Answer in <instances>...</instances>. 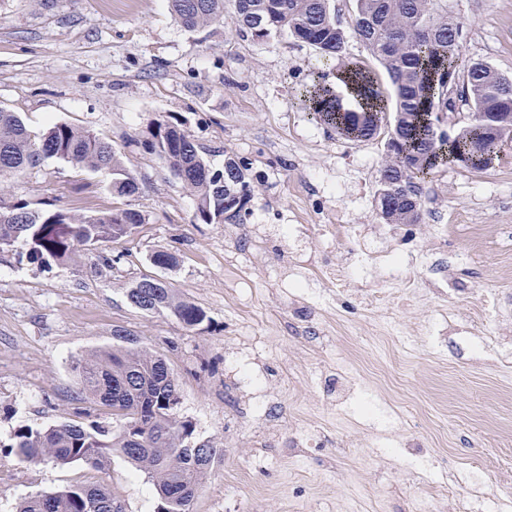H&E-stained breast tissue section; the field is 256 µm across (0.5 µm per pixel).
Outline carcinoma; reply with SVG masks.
Wrapping results in <instances>:
<instances>
[{
	"label": "carcinoma",
	"instance_id": "cac0c4a2",
	"mask_svg": "<svg viewBox=\"0 0 512 512\" xmlns=\"http://www.w3.org/2000/svg\"><path fill=\"white\" fill-rule=\"evenodd\" d=\"M175 19L196 30L224 16V0H170ZM353 34L387 72L396 108L386 118L371 75L359 68L343 71L342 82L360 105L344 109L324 81L315 80L303 97L315 118L350 142L387 140L380 179L395 190L388 224L421 223L415 203L419 186L448 163L476 170L491 166L503 137L512 136V79L483 61L461 60L463 22L444 13L432 15L433 0H352ZM241 31L264 39L288 33L325 56H341L346 31L336 22L331 0H234ZM455 82L448 83V77ZM471 109L470 122L448 133L450 95ZM148 150L196 198V218L205 224H241L251 194L248 167L233 159L229 173L217 177L199 154L191 136L172 122H156ZM47 158L64 160L90 171L106 170L112 191L120 196L138 190V182L112 144L91 130L66 123L48 127L39 137L14 112L0 109V252L39 267L66 264L77 249L132 234L141 215L128 209L105 214H73L60 208L33 209L13 198L5 180ZM127 297L137 309L167 314L192 329L205 311L181 298L174 288L143 293L130 287ZM80 389L93 405L112 409V424L84 425L68 420L47 427H19L9 445L20 461L40 465H86L103 469L117 458L143 474L154 486L153 512H193L194 501L222 448L192 444L190 420L180 414L179 380L166 359L141 340L115 333L112 347L76 364ZM17 512H126L124 500L101 484L73 485L41 492L22 501Z\"/></svg>",
	"mask_w": 512,
	"mask_h": 512
}]
</instances>
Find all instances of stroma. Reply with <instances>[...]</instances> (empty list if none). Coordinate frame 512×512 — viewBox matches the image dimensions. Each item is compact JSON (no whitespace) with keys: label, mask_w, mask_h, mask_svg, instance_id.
Wrapping results in <instances>:
<instances>
[{"label":"stroma","mask_w":512,"mask_h":512,"mask_svg":"<svg viewBox=\"0 0 512 512\" xmlns=\"http://www.w3.org/2000/svg\"><path fill=\"white\" fill-rule=\"evenodd\" d=\"M333 7L349 32L338 58L286 34L240 32L233 0H224L219 22L195 31L175 20L168 0H0V108L35 135L55 123L101 134L139 182L135 194L120 197L107 172L49 158L10 178L11 195L76 214L130 209L142 219L131 236L80 250L67 265L41 270L0 253L1 445L21 426L73 418L82 405L75 361L111 347L123 330L177 373L193 442L224 451L195 512H288L292 500L309 512H336L344 501L354 512H410L424 472L447 477L444 509L458 512L470 470L483 474L486 496L512 501V307L502 308L486 347L473 313L479 301L512 292V141L489 169L437 170L421 186V223H385L375 202L384 139L348 142L300 97L314 77L337 89L342 71L357 67L372 73L386 109L395 108L387 73L350 32L352 0ZM433 10L464 22L463 61L483 60L512 78V0H434ZM159 119L188 132L213 169L230 157L247 163L246 222L261 228V243L243 249L223 225L196 220L193 196L144 146ZM339 219L357 226L363 247L382 236L406 253L466 256L446 280L455 319L437 324L435 340L423 337L437 309L425 288L397 312L400 334L415 344L408 352L374 337L376 313L346 312L343 298L323 286L296 301L288 279L296 254L352 264V247L319 230ZM298 224L304 234L295 233ZM160 250L176 265L154 266ZM121 252L118 268L104 265ZM147 275L163 276L203 307L206 321L189 330L131 305L130 283ZM328 319L352 328L334 343L376 377L366 396L410 411L422 429L447 420V433H430L422 450L400 448L398 421L375 426L356 411L322 406L259 437L240 409L253 395L245 374L260 369L268 401L281 407L315 398L299 379L320 353L300 330ZM305 426L339 431L343 443L306 449L305 468L295 473L286 445ZM82 481L116 489L128 512L154 510L153 485L124 462L97 471L16 460L0 468V512Z\"/></svg>","instance_id":"35a3bbf8"}]
</instances>
